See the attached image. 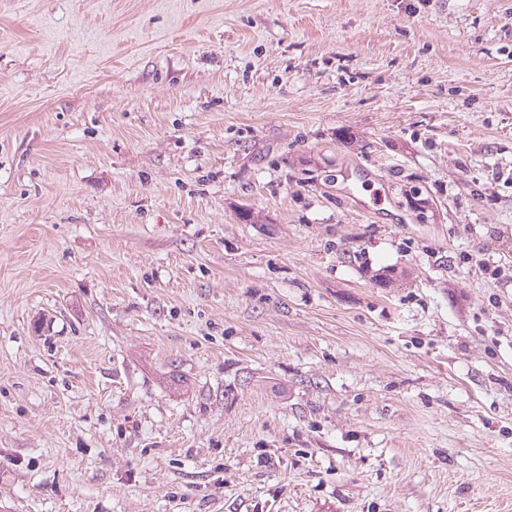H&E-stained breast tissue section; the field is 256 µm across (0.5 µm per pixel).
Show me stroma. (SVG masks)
<instances>
[{
  "label": "stroma",
  "instance_id": "1",
  "mask_svg": "<svg viewBox=\"0 0 512 512\" xmlns=\"http://www.w3.org/2000/svg\"><path fill=\"white\" fill-rule=\"evenodd\" d=\"M0 512H512V0H0Z\"/></svg>",
  "mask_w": 512,
  "mask_h": 512
}]
</instances>
